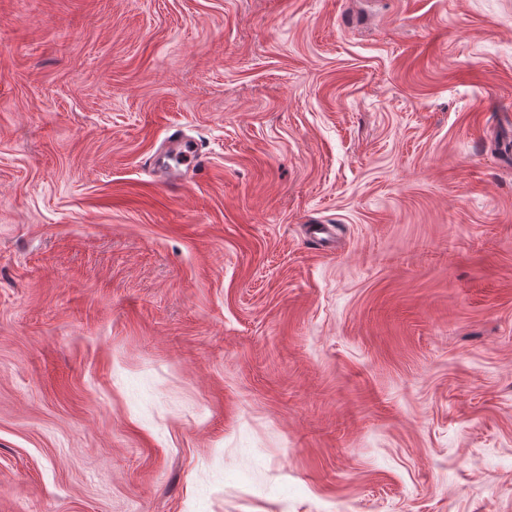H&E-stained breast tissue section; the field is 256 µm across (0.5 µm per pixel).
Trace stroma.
<instances>
[{
  "instance_id": "stroma-1",
  "label": "stroma",
  "mask_w": 512,
  "mask_h": 512,
  "mask_svg": "<svg viewBox=\"0 0 512 512\" xmlns=\"http://www.w3.org/2000/svg\"><path fill=\"white\" fill-rule=\"evenodd\" d=\"M0 512H512V0H0Z\"/></svg>"
}]
</instances>
